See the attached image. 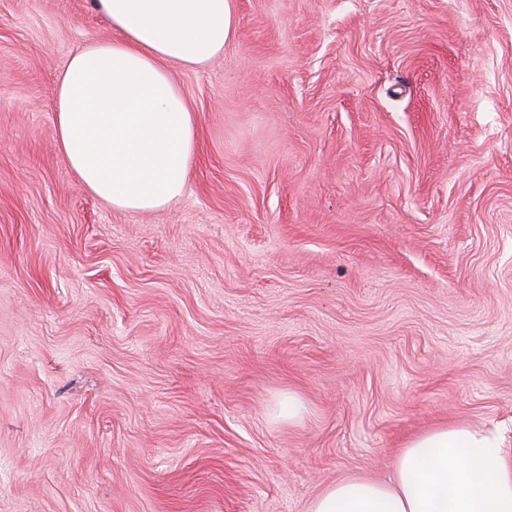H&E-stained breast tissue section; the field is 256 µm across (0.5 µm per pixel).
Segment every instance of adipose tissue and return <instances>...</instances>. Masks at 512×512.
<instances>
[{
	"instance_id": "1",
	"label": "adipose tissue",
	"mask_w": 512,
	"mask_h": 512,
	"mask_svg": "<svg viewBox=\"0 0 512 512\" xmlns=\"http://www.w3.org/2000/svg\"><path fill=\"white\" fill-rule=\"evenodd\" d=\"M229 0H95L115 36L88 44L57 82L56 134L82 185L112 208L182 196L197 116L171 76L224 51ZM309 512H512V457L494 433L440 426L400 451L386 483H336Z\"/></svg>"
}]
</instances>
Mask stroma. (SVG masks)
I'll list each match as a JSON object with an SVG mask.
<instances>
[{"mask_svg": "<svg viewBox=\"0 0 512 512\" xmlns=\"http://www.w3.org/2000/svg\"><path fill=\"white\" fill-rule=\"evenodd\" d=\"M182 197L112 209L0 0V512H308L439 425L512 448V0H230ZM295 420L274 407L288 394Z\"/></svg>", "mask_w": 512, "mask_h": 512, "instance_id": "obj_1", "label": "stroma"}]
</instances>
